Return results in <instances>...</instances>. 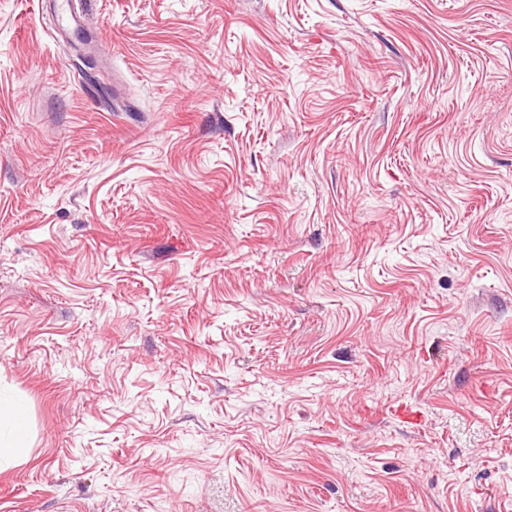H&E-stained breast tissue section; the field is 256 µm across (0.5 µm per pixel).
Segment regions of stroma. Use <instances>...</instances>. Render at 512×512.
<instances>
[{
	"instance_id": "obj_1",
	"label": "stroma",
	"mask_w": 512,
	"mask_h": 512,
	"mask_svg": "<svg viewBox=\"0 0 512 512\" xmlns=\"http://www.w3.org/2000/svg\"><path fill=\"white\" fill-rule=\"evenodd\" d=\"M0 0V512H512V0ZM11 422L17 434L13 441L4 442L0 439V467L15 462L21 455L24 444L22 442L26 431V418L24 412L16 405H0V421Z\"/></svg>"
}]
</instances>
